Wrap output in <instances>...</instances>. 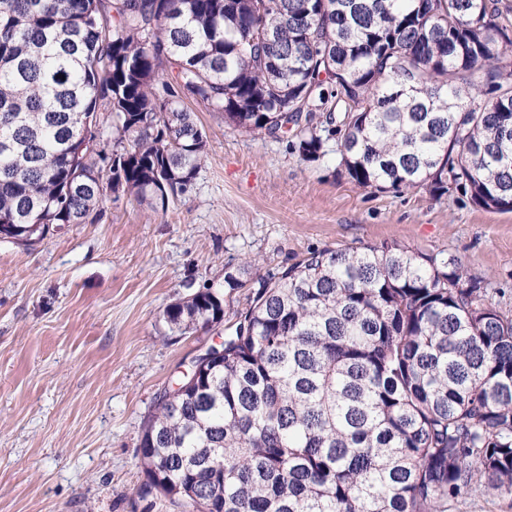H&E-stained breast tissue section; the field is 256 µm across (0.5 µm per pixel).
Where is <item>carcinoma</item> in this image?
Wrapping results in <instances>:
<instances>
[{"label": "carcinoma", "instance_id": "cac0c4a2", "mask_svg": "<svg viewBox=\"0 0 512 512\" xmlns=\"http://www.w3.org/2000/svg\"><path fill=\"white\" fill-rule=\"evenodd\" d=\"M497 0H0V232L26 246L110 199L166 208L231 125L336 141L359 188L512 211V37ZM455 257L313 249L268 275L149 411L146 487L195 512H448L512 498V309ZM171 329L224 322L206 287ZM448 512H512V500L475 491L448 505Z\"/></svg>", "mask_w": 512, "mask_h": 512}]
</instances>
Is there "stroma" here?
<instances>
[{"label": "stroma", "mask_w": 512, "mask_h": 512, "mask_svg": "<svg viewBox=\"0 0 512 512\" xmlns=\"http://www.w3.org/2000/svg\"><path fill=\"white\" fill-rule=\"evenodd\" d=\"M205 162L164 210L123 197L39 243L0 239V512H182L142 492L143 419L193 361L231 335L260 279L308 251L395 242L458 258L512 309V213L454 194L360 190L336 152L306 163L191 104ZM224 323L180 334L166 307L224 284Z\"/></svg>", "instance_id": "35a3bbf8"}]
</instances>
